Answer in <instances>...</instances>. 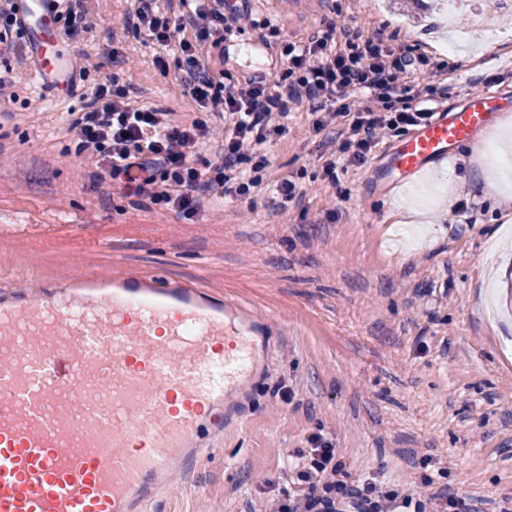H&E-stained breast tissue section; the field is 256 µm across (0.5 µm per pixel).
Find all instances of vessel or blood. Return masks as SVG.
I'll list each match as a JSON object with an SVG mask.
<instances>
[{"label": "vessel or blood", "mask_w": 512, "mask_h": 512, "mask_svg": "<svg viewBox=\"0 0 512 512\" xmlns=\"http://www.w3.org/2000/svg\"><path fill=\"white\" fill-rule=\"evenodd\" d=\"M43 87L72 72L51 0H20ZM512 112L471 94L391 147L397 187ZM263 316L201 281L112 265L0 288V512H145L224 432L265 353Z\"/></svg>", "instance_id": "obj_1"}]
</instances>
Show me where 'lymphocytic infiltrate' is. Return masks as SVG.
Wrapping results in <instances>:
<instances>
[{
    "instance_id": "f902f5d3",
    "label": "lymphocytic infiltrate",
    "mask_w": 512,
    "mask_h": 512,
    "mask_svg": "<svg viewBox=\"0 0 512 512\" xmlns=\"http://www.w3.org/2000/svg\"><path fill=\"white\" fill-rule=\"evenodd\" d=\"M124 35H146L158 47L174 48L187 65L179 80L205 112L175 113L139 104L119 77L83 94L71 122L76 154L91 176L109 175L134 203L188 217L212 198L245 201L264 182L267 148L286 132L288 104H307L313 132L334 128L318 161L322 176L335 182L337 170L364 165L378 146L431 121L426 96L446 90L422 84L425 73L447 64L427 53L398 55L354 30L315 29L306 39L282 37L270 20L255 19L250 0H139L120 21ZM273 47L280 67L274 80L233 78L213 72L224 44L244 28ZM25 29L17 0H0V62L25 64ZM369 93L373 106L355 108L356 94ZM219 140L216 161L201 157ZM298 451L293 490L274 500L270 512H473L462 500L435 490L416 497L406 488L370 481L347 485L331 437L317 434Z\"/></svg>"
}]
</instances>
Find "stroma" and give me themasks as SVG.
<instances>
[{
    "label": "stroma",
    "instance_id": "35a3bbf8",
    "mask_svg": "<svg viewBox=\"0 0 512 512\" xmlns=\"http://www.w3.org/2000/svg\"><path fill=\"white\" fill-rule=\"evenodd\" d=\"M98 71L73 92L41 88L33 70L11 87L0 123V269L20 279L29 250L50 273L100 245L113 262L213 286L266 311L269 362L224 426L219 450L148 512H268L289 489L294 453L315 433L333 435L348 483L434 486L483 508L512 512V315L500 284L512 280V130L480 135L473 158L460 146L444 181L423 175L402 188L375 179L383 159L339 172L316 162L329 131L313 133L307 105L289 104L287 131L269 148L270 177H291L304 213L283 223L276 195L206 202L193 218L131 205L109 176L91 179L76 155L70 115L81 94L113 71L106 29L133 0H83ZM258 19L300 40L329 24L359 31L395 54L422 48L448 63L443 105L475 92L512 93V0L490 20L465 15L466 46L447 50L432 0H252ZM122 78L137 101L200 110L176 75L183 57L132 37ZM490 175L484 191L467 184ZM405 205L394 208L393 199ZM470 213H453L457 201ZM427 219L414 224L410 207ZM291 399H283L281 390Z\"/></svg>",
    "mask_w": 512,
    "mask_h": 512
}]
</instances>
